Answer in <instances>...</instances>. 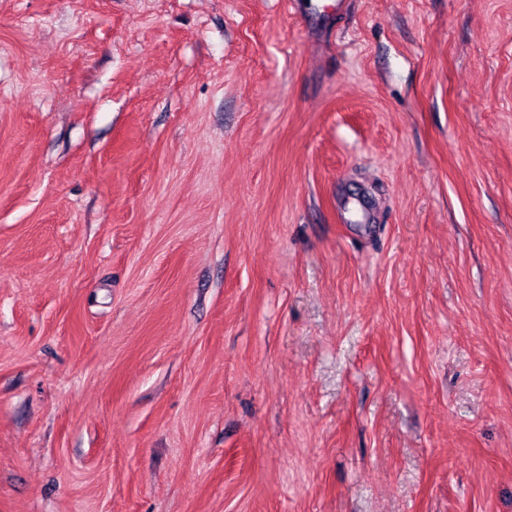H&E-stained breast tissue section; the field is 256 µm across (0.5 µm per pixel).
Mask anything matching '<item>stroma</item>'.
Wrapping results in <instances>:
<instances>
[{
  "mask_svg": "<svg viewBox=\"0 0 512 512\" xmlns=\"http://www.w3.org/2000/svg\"><path fill=\"white\" fill-rule=\"evenodd\" d=\"M331 2L0 0V512H512V0Z\"/></svg>",
  "mask_w": 512,
  "mask_h": 512,
  "instance_id": "stroma-1",
  "label": "stroma"
}]
</instances>
